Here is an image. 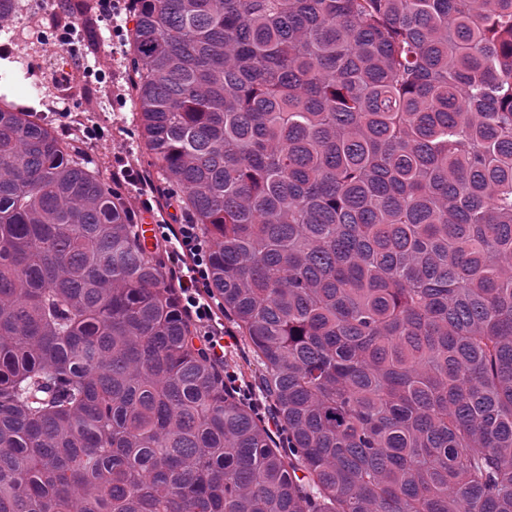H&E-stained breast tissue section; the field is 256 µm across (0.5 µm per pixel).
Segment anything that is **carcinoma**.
Listing matches in <instances>:
<instances>
[{"mask_svg": "<svg viewBox=\"0 0 512 512\" xmlns=\"http://www.w3.org/2000/svg\"><path fill=\"white\" fill-rule=\"evenodd\" d=\"M138 2L131 157L275 423L40 80L0 95V512H512V0ZM152 205V211L140 212V233L147 243H151L156 234L157 224H161V235L159 232L157 237L160 236L159 243L167 253L169 261L167 275L169 280L178 285L181 315L197 325L200 330L197 336L199 344L196 341L199 350L221 369L222 374L224 373L226 391L247 403L257 417L271 422L272 407L259 398L253 383L244 380L233 370L224 369L225 357L228 364L239 367L250 380L249 370L242 361L244 342L240 336H237L238 348L227 349L224 356V349L232 343L236 344L238 340L230 329L224 327V308L221 302L206 288L209 249L202 240L199 225L192 224L190 219L176 224H167L166 221L171 222L174 214H179L176 206L173 205L174 210L168 207V204L160 203L158 199L155 202L152 201ZM146 219L161 222L150 220L144 224ZM226 337L232 343L225 339Z\"/></svg>", "mask_w": 512, "mask_h": 512, "instance_id": "obj_1", "label": "carcinoma"}]
</instances>
